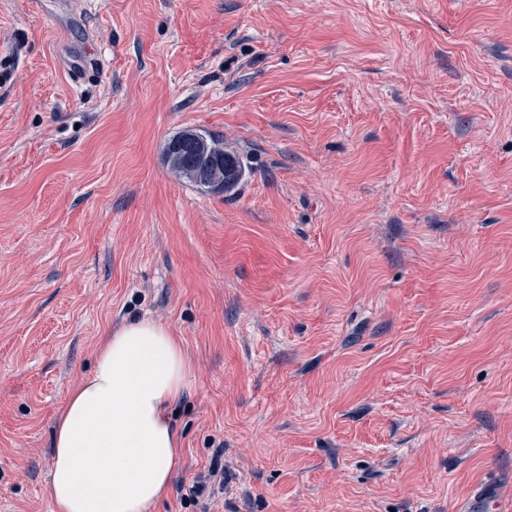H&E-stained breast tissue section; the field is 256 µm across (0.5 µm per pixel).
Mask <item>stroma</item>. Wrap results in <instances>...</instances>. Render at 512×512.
I'll return each mask as SVG.
<instances>
[{
  "label": "stroma",
  "instance_id": "1",
  "mask_svg": "<svg viewBox=\"0 0 512 512\" xmlns=\"http://www.w3.org/2000/svg\"><path fill=\"white\" fill-rule=\"evenodd\" d=\"M139 319L214 512H512V0H0V512ZM186 134L193 136L184 138L173 150L172 142ZM163 153L167 164L179 178L205 191L228 192L234 189L248 169L242 157L224 150L211 135L192 130L182 131L169 139ZM201 162H210L206 183L196 182L190 173ZM183 506H195L199 512H209L216 493H224V449L215 448L207 471L200 472L187 487L179 488Z\"/></svg>",
  "mask_w": 512,
  "mask_h": 512
}]
</instances>
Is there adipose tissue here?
Segmentation results:
<instances>
[{"instance_id":"obj_1","label":"adipose tissue","mask_w":512,"mask_h":512,"mask_svg":"<svg viewBox=\"0 0 512 512\" xmlns=\"http://www.w3.org/2000/svg\"><path fill=\"white\" fill-rule=\"evenodd\" d=\"M190 374L181 339L160 323L103 337L55 420L52 512H153L180 466L169 411Z\"/></svg>"}]
</instances>
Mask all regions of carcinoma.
Wrapping results in <instances>:
<instances>
[{
  "mask_svg": "<svg viewBox=\"0 0 512 512\" xmlns=\"http://www.w3.org/2000/svg\"><path fill=\"white\" fill-rule=\"evenodd\" d=\"M163 153L179 178L205 191L234 189L243 180L247 169L242 157L224 150L211 135L197 131L190 137L184 131L173 136L166 142ZM201 162L210 163L205 183L196 182L191 175L194 166Z\"/></svg>",
  "mask_w": 512,
  "mask_h": 512,
  "instance_id": "cac0c4a2",
  "label": "carcinoma"
}]
</instances>
